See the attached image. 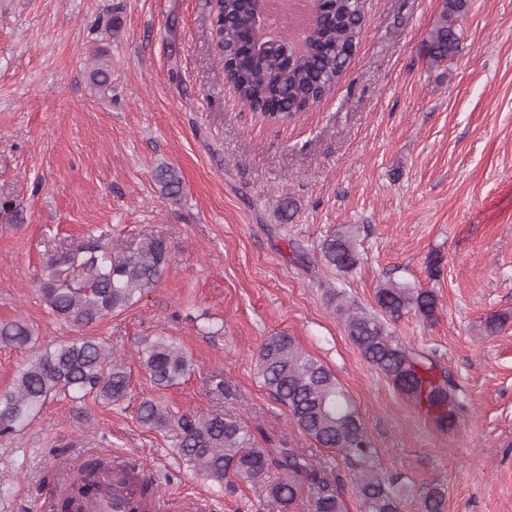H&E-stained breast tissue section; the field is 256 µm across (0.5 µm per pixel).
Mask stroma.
<instances>
[{
    "instance_id": "1",
    "label": "stroma",
    "mask_w": 512,
    "mask_h": 512,
    "mask_svg": "<svg viewBox=\"0 0 512 512\" xmlns=\"http://www.w3.org/2000/svg\"><path fill=\"white\" fill-rule=\"evenodd\" d=\"M443 4L367 0L341 80L273 125L225 77L213 0H0V201L23 207L20 223H0V322L24 319L41 349L98 339L132 372L120 404L58 396L0 437V512H36L58 486L59 459L92 451L145 462L180 504L279 512L265 483L204 480L182 462L174 429L136 418L158 397L342 466L256 376L261 344L279 332L351 396L379 473L401 489L400 512H422L429 486L443 488L444 512H512V0H466L458 50L435 65L423 42ZM100 64L110 78L96 87ZM162 165L182 176L178 199L155 180ZM285 198L297 205L287 220ZM348 226L358 263L344 273L320 247ZM100 233L124 249L163 238L171 262L134 306L80 327L52 314L38 281L48 251ZM390 278L437 296L434 318L409 312L390 328L467 392L452 429L365 360L328 300L337 289L375 310ZM501 314L502 330L484 333ZM160 336L192 361L161 391L138 358Z\"/></svg>"
}]
</instances>
